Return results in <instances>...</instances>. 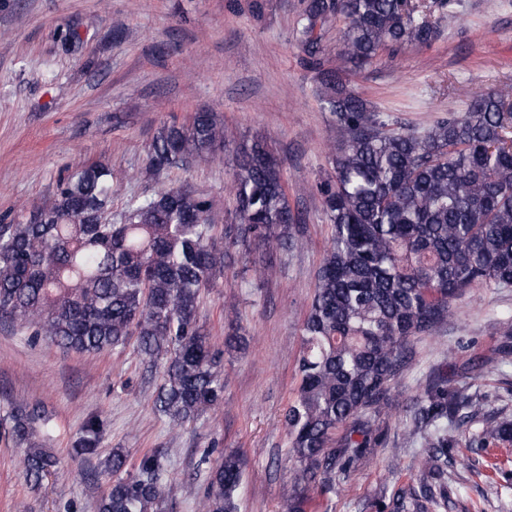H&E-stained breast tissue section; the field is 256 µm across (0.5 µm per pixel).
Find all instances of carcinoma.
Instances as JSON below:
<instances>
[{
	"label": "carcinoma",
	"mask_w": 512,
	"mask_h": 512,
	"mask_svg": "<svg viewBox=\"0 0 512 512\" xmlns=\"http://www.w3.org/2000/svg\"><path fill=\"white\" fill-rule=\"evenodd\" d=\"M342 16L339 64L319 58L324 27ZM336 117L332 172L316 183L331 238L316 271L301 329L298 385L284 412L293 478L288 512H306L315 489L339 493L386 445L382 416L391 385L416 338L434 335L474 287H512V90L477 92L465 111L419 134L390 128L343 73L385 51L427 46L436 27L412 0H306L297 29ZM229 137L216 113L187 125H161L146 146L143 178L187 163H206ZM114 174L105 163L61 178L54 194L19 224H0V321L66 352L100 353L136 339L142 363L162 382L156 411L184 424L224 398L223 351L198 322L202 291L224 277L211 199L183 188L130 198L110 214ZM235 225L224 229L247 252L256 244L287 249L296 216L281 162L262 140L242 147L231 180ZM467 370L457 387L434 374L412 399L409 435L422 440L416 482L391 491L377 512H442L456 434L466 447L512 443V418H478L483 399ZM54 423L41 404L13 406L0 436L26 449L22 475L33 489L62 461L45 449ZM105 422L86 419L74 454L94 456ZM164 454L130 462L114 448L100 462L107 488L97 512H162ZM243 483L239 453L210 471L204 512H238Z\"/></svg>",
	"instance_id": "1"
}]
</instances>
